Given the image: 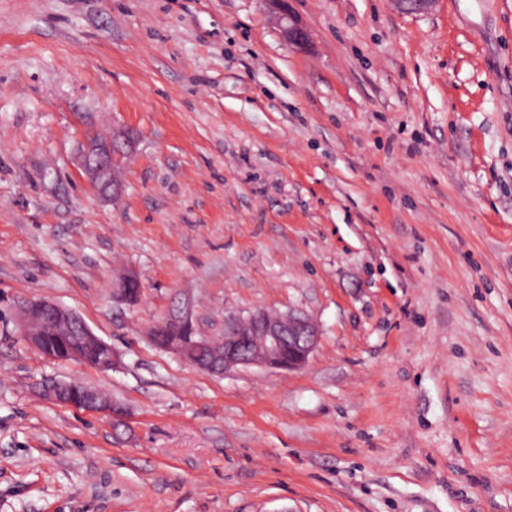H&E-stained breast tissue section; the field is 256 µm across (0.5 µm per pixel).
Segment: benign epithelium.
<instances>
[{
    "label": "benign epithelium",
    "mask_w": 512,
    "mask_h": 512,
    "mask_svg": "<svg viewBox=\"0 0 512 512\" xmlns=\"http://www.w3.org/2000/svg\"><path fill=\"white\" fill-rule=\"evenodd\" d=\"M397 7L408 14L429 12L436 0H393ZM282 36L288 46L304 49L308 45L306 31L294 22L288 13L282 14ZM80 152L79 166L89 183L98 191L117 192L118 180L113 172L132 154L135 141L130 131L122 126L112 127L108 136L96 133L88 135ZM139 283L134 272L126 273L120 280L113 297L128 306L138 304L141 297L130 294L129 288ZM44 312L51 316L56 333L66 339L79 335L80 343L97 345L103 360L97 365L101 371L116 367L117 354L112 346L95 336L85 321L76 312L45 299L25 298L15 306V319L19 333L34 348H39L40 337L30 330L34 315ZM148 335L159 347L174 353L192 367L213 375H226L240 368L259 366L264 368L294 370L304 367L313 353L319 338L315 321L307 315L290 310L270 313L257 309L247 317L229 315L224 317V334L220 337L199 333L190 300H177L164 322L148 330ZM221 340L224 354L219 359H208L204 353L215 340ZM65 384L53 383L42 386L47 399L61 404H70L64 397ZM85 409L121 415V410L112 401L97 391L87 392Z\"/></svg>",
    "instance_id": "benign-epithelium-1"
}]
</instances>
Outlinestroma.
<instances>
[{
  "label": "stroma",
  "instance_id": "35a3bbf8",
  "mask_svg": "<svg viewBox=\"0 0 512 512\" xmlns=\"http://www.w3.org/2000/svg\"><path fill=\"white\" fill-rule=\"evenodd\" d=\"M287 3L305 50L268 0H0V512H512V0ZM116 124L112 198L75 156ZM177 295L319 340L212 375L147 334ZM21 297L117 367L36 353ZM281 20L283 21L282 36L288 46L299 50L305 49L308 45L306 31L290 18L287 11H284ZM48 313L52 318V324L46 318L37 315V312ZM15 319L19 333L37 351H39L40 336L44 339L45 348L52 351L57 358L68 359L65 350L57 346L52 328L54 327L58 336L66 339L78 336L80 343H93L97 345L103 355V360L96 366L101 371H110L116 367L117 354L112 346L95 336L85 321L76 312L71 311L57 303L45 299L25 298L17 302L15 306ZM34 319L33 331L30 330Z\"/></svg>",
  "mask_w": 512,
  "mask_h": 512
}]
</instances>
